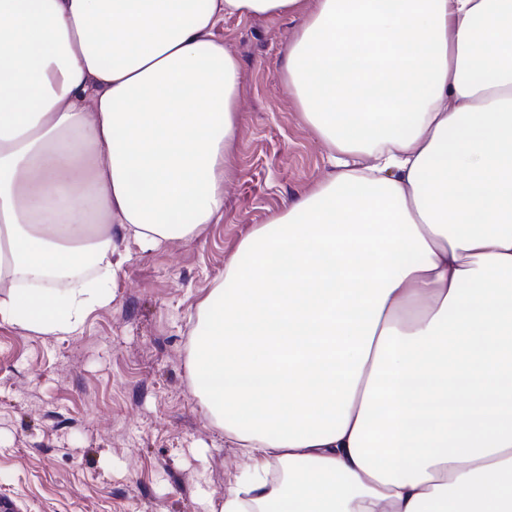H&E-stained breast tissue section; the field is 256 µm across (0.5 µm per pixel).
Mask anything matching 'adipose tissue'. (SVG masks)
Wrapping results in <instances>:
<instances>
[{
	"label": "adipose tissue",
	"instance_id": "ef3b65f1",
	"mask_svg": "<svg viewBox=\"0 0 512 512\" xmlns=\"http://www.w3.org/2000/svg\"><path fill=\"white\" fill-rule=\"evenodd\" d=\"M274 14L334 172L197 307L192 394L244 461L210 512H512V0H0V320L75 333L119 242L223 217L216 30Z\"/></svg>",
	"mask_w": 512,
	"mask_h": 512
}]
</instances>
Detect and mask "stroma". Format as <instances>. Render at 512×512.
I'll return each instance as SVG.
<instances>
[{"label":"stroma","instance_id":"obj_1","mask_svg":"<svg viewBox=\"0 0 512 512\" xmlns=\"http://www.w3.org/2000/svg\"><path fill=\"white\" fill-rule=\"evenodd\" d=\"M300 24L229 18L217 30L242 71L219 223L156 250L130 245L112 302L76 334L0 322V498L14 512H209L235 482L239 451L191 393L189 317L238 243L333 171L284 82Z\"/></svg>","mask_w":512,"mask_h":512}]
</instances>
